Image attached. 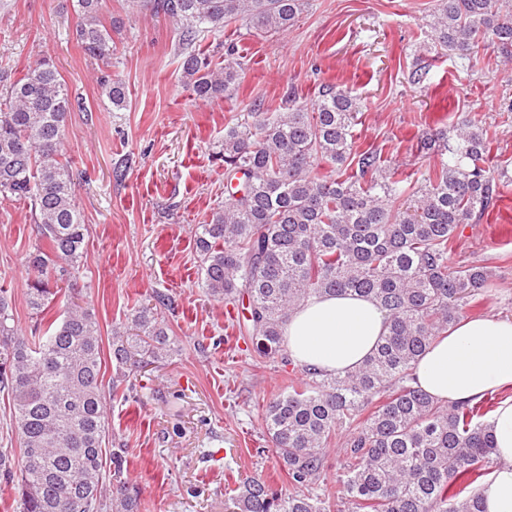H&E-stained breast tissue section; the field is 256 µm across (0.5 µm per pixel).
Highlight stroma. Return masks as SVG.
<instances>
[{
	"label": "stroma",
	"instance_id": "stroma-1",
	"mask_svg": "<svg viewBox=\"0 0 512 512\" xmlns=\"http://www.w3.org/2000/svg\"><path fill=\"white\" fill-rule=\"evenodd\" d=\"M437 0H309L288 33L260 37L232 24L205 38L215 50L234 43L244 70L231 100H194L183 84L171 22L132 14L107 0L118 19L112 72L128 89L115 110L96 82L99 64L73 36L70 0H7L0 10V69L20 73L52 60L85 111L69 114L65 153L80 178L78 202L88 226L86 255L74 295L93 309L112 377L113 327L139 308L156 306L180 348L166 363L144 367L133 392L107 395L104 448L125 445L127 469L148 512H226L239 480L261 477L287 489L264 432L263 407L302 374L281 361L254 362L232 325L230 309L201 285L197 228L225 201L224 129L243 120L247 104L279 110L287 98L314 106L323 85L348 89L363 109L353 128L358 148L381 151L408 180L422 178L435 156L427 135L468 121L489 131L488 159L512 173V63L484 50L475 68L437 53L425 18ZM426 72L412 84L413 62ZM127 159L122 178L116 161ZM40 242L29 205L0 198V288L14 325L29 336L26 257ZM452 264L494 273L488 293L465 317L512 318V182L493 208L462 225ZM169 298L159 306L156 296Z\"/></svg>",
	"mask_w": 512,
	"mask_h": 512
}]
</instances>
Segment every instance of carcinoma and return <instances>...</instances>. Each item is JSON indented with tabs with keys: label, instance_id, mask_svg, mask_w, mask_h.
Instances as JSON below:
<instances>
[{
	"label": "carcinoma",
	"instance_id": "cac0c4a2",
	"mask_svg": "<svg viewBox=\"0 0 512 512\" xmlns=\"http://www.w3.org/2000/svg\"><path fill=\"white\" fill-rule=\"evenodd\" d=\"M167 17L178 36L182 82L202 102L230 99L241 80L237 49L218 64L196 50L203 33L237 23L280 35L307 0H125ZM75 38L107 70L98 84L112 107L127 105L112 75L114 33L105 0H72ZM434 47L474 67L493 48L512 60V0H438L426 22ZM83 108L53 62L40 58L15 77L0 70V197L28 201L48 249L28 256L26 304L36 336L11 325L0 289V392L12 403L20 444L0 450V480L13 485L19 512H142L141 491L124 477L127 449L103 457L99 323L89 308L48 318L83 258L88 227L64 157L69 113ZM359 100L325 85L313 110L296 99L277 112L253 104L247 120L224 129V188L231 200L199 225L202 288L227 305L247 302L238 336L259 364L288 360L282 328L314 295L354 293L388 314L387 332L353 371L300 367L302 381L266 403L265 432L288 476L281 493L263 478L235 489V512H484L492 436L481 407L444 404L414 385L413 372L435 339L455 327L463 307L490 289L484 266L449 265L461 225L494 206L507 172L488 162L487 130L475 123L425 143L438 157L408 194L397 169L355 146ZM179 348L152 309L130 330H112L119 371L112 392L130 389L140 368ZM348 468L336 494L323 486L326 448L343 423ZM112 471H106L107 464Z\"/></svg>",
	"mask_w": 512,
	"mask_h": 512
}]
</instances>
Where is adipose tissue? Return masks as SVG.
<instances>
[{
    "label": "adipose tissue",
    "instance_id": "ef3b65f1",
    "mask_svg": "<svg viewBox=\"0 0 512 512\" xmlns=\"http://www.w3.org/2000/svg\"><path fill=\"white\" fill-rule=\"evenodd\" d=\"M376 302L354 294L316 296L290 313L283 337L292 362L327 373L352 370L386 332ZM415 382L439 402L505 397L489 419L497 465L480 493L485 512H512V319L463 320L421 357Z\"/></svg>",
    "mask_w": 512,
    "mask_h": 512
}]
</instances>
